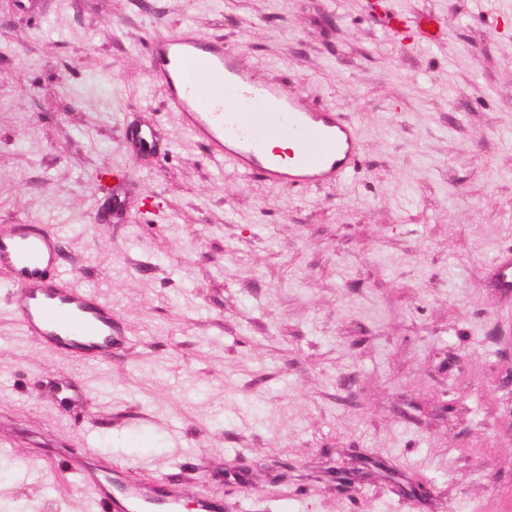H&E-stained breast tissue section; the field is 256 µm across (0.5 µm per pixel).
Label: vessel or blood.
<instances>
[{"label":"vessel or blood","mask_w":512,"mask_h":512,"mask_svg":"<svg viewBox=\"0 0 512 512\" xmlns=\"http://www.w3.org/2000/svg\"><path fill=\"white\" fill-rule=\"evenodd\" d=\"M147 54L192 134L245 174L294 189L338 183L356 171L355 123L344 113L313 108L287 83L258 80L222 43L188 27L176 37L152 39ZM278 142L288 143V152L275 150ZM59 257V236L40 225L0 226V270L10 277V305L26 333L73 359L111 357L122 340L111 305L67 284ZM70 470L96 489L102 512H181L179 490L143 487L90 460Z\"/></svg>","instance_id":"b4317fda"}]
</instances>
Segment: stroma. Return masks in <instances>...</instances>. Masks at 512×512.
Returning a JSON list of instances; mask_svg holds the SVG:
<instances>
[{"label":"stroma","instance_id":"1","mask_svg":"<svg viewBox=\"0 0 512 512\" xmlns=\"http://www.w3.org/2000/svg\"><path fill=\"white\" fill-rule=\"evenodd\" d=\"M187 24L346 113L357 172L288 189L211 154L145 51ZM22 218L129 342L55 355L0 270V512H100L55 454L224 512H512V0H0Z\"/></svg>","mask_w":512,"mask_h":512}]
</instances>
